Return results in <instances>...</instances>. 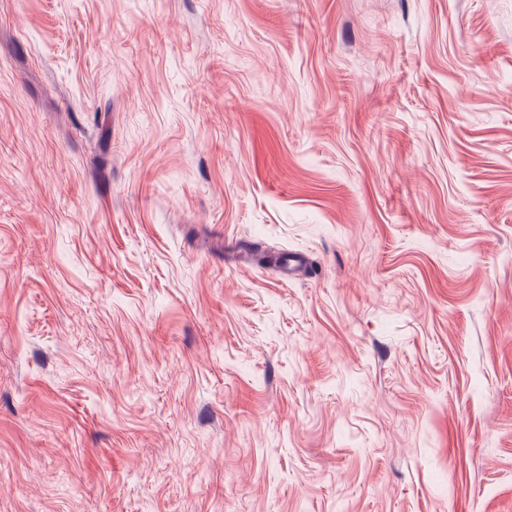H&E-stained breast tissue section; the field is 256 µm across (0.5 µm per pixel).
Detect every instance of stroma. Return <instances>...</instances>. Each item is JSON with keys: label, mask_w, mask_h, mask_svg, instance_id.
Listing matches in <instances>:
<instances>
[{"label": "stroma", "mask_w": 512, "mask_h": 512, "mask_svg": "<svg viewBox=\"0 0 512 512\" xmlns=\"http://www.w3.org/2000/svg\"><path fill=\"white\" fill-rule=\"evenodd\" d=\"M0 512H512V0H0Z\"/></svg>", "instance_id": "stroma-1"}]
</instances>
